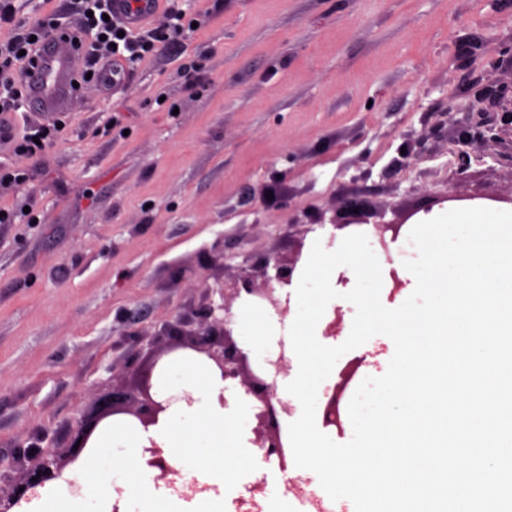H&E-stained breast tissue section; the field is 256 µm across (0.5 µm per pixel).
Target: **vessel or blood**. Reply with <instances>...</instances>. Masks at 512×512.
Listing matches in <instances>:
<instances>
[{
    "mask_svg": "<svg viewBox=\"0 0 512 512\" xmlns=\"http://www.w3.org/2000/svg\"><path fill=\"white\" fill-rule=\"evenodd\" d=\"M161 0H112V15L125 24L145 21L157 14ZM83 56L72 39L58 35L40 51L28 83L29 98L36 111L46 114L66 111L73 82Z\"/></svg>",
    "mask_w": 512,
    "mask_h": 512,
    "instance_id": "obj_1",
    "label": "vessel or blood"
}]
</instances>
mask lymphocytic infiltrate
Wrapping results in <instances>:
<instances>
[{"label": "lymphocytic infiltrate", "mask_w": 512, "mask_h": 512, "mask_svg": "<svg viewBox=\"0 0 512 512\" xmlns=\"http://www.w3.org/2000/svg\"><path fill=\"white\" fill-rule=\"evenodd\" d=\"M80 16L63 24L57 18L20 12L16 0H0V131L8 128L13 114L27 100L26 76L33 67L40 48L59 33L69 34L85 46L84 72L77 83L86 79L102 81L101 62L134 63L147 56L167 52L185 32L186 14L182 9L166 10L155 26L133 28L111 20V0H79Z\"/></svg>", "instance_id": "obj_1"}]
</instances>
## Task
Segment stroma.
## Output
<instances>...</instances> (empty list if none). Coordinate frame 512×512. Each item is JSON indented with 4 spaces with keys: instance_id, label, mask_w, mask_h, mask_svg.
I'll return each instance as SVG.
<instances>
[{
    "instance_id": "35a3bbf8",
    "label": "stroma",
    "mask_w": 512,
    "mask_h": 512,
    "mask_svg": "<svg viewBox=\"0 0 512 512\" xmlns=\"http://www.w3.org/2000/svg\"><path fill=\"white\" fill-rule=\"evenodd\" d=\"M212 16L177 52L135 64L116 91L62 113L39 156L0 192V455L45 437L65 447L113 386L134 387L155 331L216 284L297 240L335 199L412 208L448 191L495 195L491 158L449 179V138L416 164L401 149L451 114L474 121L472 86L512 78V0H183ZM194 62L202 83L188 86ZM122 124L110 125L112 115ZM276 198H267L269 188ZM224 253L223 270L203 262Z\"/></svg>"
}]
</instances>
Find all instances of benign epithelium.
I'll list each match as a JSON object with an SVG mask.
<instances>
[{
    "label": "benign epithelium",
    "instance_id": "1",
    "mask_svg": "<svg viewBox=\"0 0 512 512\" xmlns=\"http://www.w3.org/2000/svg\"><path fill=\"white\" fill-rule=\"evenodd\" d=\"M474 102L479 120L474 135L461 129L452 139L450 163L452 178L463 182L469 177L472 161L482 157L483 149L491 145V157L512 172V83L484 84L476 87ZM385 211L374 207L368 200L354 195L337 200L332 207L329 224L335 230H343L354 224L374 223L391 231V239H397L402 222L384 220ZM301 249L288 256L268 255L258 265L222 280L219 288L205 284L207 294L218 291L221 303L213 300L201 305L188 316L178 315L163 324L160 335L170 343L153 360L158 365L164 356L193 353L205 360L222 380H230L243 389L252 401L254 438L256 448H265L270 454H282V416L291 413V407L275 397L274 384L256 371L249 362L248 354L234 339L230 327L231 307L234 301L246 296L252 302L271 307L280 317L289 312V300L282 299L280 288L291 284L297 270ZM169 408L152 393L151 373L142 376L134 391L112 389L89 412L82 415L70 443L64 448L44 452L38 445L18 449L10 459L0 457V512H18L24 503L37 495L38 489L61 476L69 465L77 464L90 450L99 426L116 415H127L139 421L144 429L155 425ZM152 456L149 464L160 471L158 480L174 483L178 472L164 456V450L156 443L144 448Z\"/></svg>",
    "mask_w": 512,
    "mask_h": 512
}]
</instances>
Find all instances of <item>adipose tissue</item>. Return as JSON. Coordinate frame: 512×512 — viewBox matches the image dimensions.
Here are the masks:
<instances>
[{"label": "adipose tissue", "instance_id": "obj_1", "mask_svg": "<svg viewBox=\"0 0 512 512\" xmlns=\"http://www.w3.org/2000/svg\"><path fill=\"white\" fill-rule=\"evenodd\" d=\"M162 394L188 393L193 404L171 402L150 431L110 421L98 431L93 451L71 472L49 482L29 512H226L224 501L242 474L262 460L250 441L248 396L201 363L176 357L161 368ZM156 441L183 484L203 486L192 499L156 486L143 449Z\"/></svg>", "mask_w": 512, "mask_h": 512}]
</instances>
